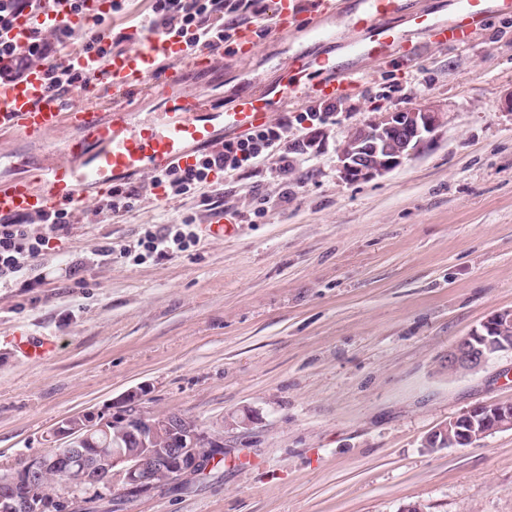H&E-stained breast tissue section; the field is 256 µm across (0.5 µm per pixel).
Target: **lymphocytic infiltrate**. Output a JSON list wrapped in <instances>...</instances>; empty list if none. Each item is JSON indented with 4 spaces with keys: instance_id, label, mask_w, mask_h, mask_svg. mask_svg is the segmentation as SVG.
<instances>
[{
    "instance_id": "lymphocytic-infiltrate-1",
    "label": "lymphocytic infiltrate",
    "mask_w": 512,
    "mask_h": 512,
    "mask_svg": "<svg viewBox=\"0 0 512 512\" xmlns=\"http://www.w3.org/2000/svg\"><path fill=\"white\" fill-rule=\"evenodd\" d=\"M41 0H0V79L18 81L37 64L47 66V89L65 97L85 80L86 69L101 67L108 53L122 51L130 34L110 32L98 37L96 32L82 37L81 56L85 66H62L58 60L64 56L73 36L66 26L34 28L24 43L8 38L16 18L36 16ZM265 0H151L146 24L179 34L188 48H218L231 31L243 21L265 14ZM291 125L288 118L242 137L225 140L221 146L199 152L195 167L168 171L148 176L132 184H113L112 192L102 198L92 211L93 217H120L132 211L142 200L153 197L155 187H163L165 199L201 195L210 210L223 212L224 192L214 188L212 174L232 175L248 168L274 162L279 172L293 169L302 157L314 154L318 144L316 132L309 131L296 138H289ZM194 217L183 218L181 223L167 224L162 229H145L136 242L114 247L104 245L97 249L100 257L120 255L140 260L144 257L164 259L197 245L199 238L194 231ZM74 224L71 211L62 209L46 214H21L0 217V288L17 283L40 259L50 235L70 233Z\"/></svg>"
}]
</instances>
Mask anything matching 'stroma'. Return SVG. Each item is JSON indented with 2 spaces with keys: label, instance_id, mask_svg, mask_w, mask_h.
Listing matches in <instances>:
<instances>
[{
  "label": "stroma",
  "instance_id": "35a3bbf8",
  "mask_svg": "<svg viewBox=\"0 0 512 512\" xmlns=\"http://www.w3.org/2000/svg\"><path fill=\"white\" fill-rule=\"evenodd\" d=\"M296 49L342 55L270 36L245 66L186 86L231 105L245 78L275 83ZM343 103L293 172L221 176L230 235L209 232L199 198L147 199L52 237L26 285L0 288V468L141 387L143 413L221 434L224 462L129 512H512V430L422 446L462 411L512 401L510 354L476 374L440 368L458 338L512 308V17H490L467 45L370 67ZM422 104L443 114L428 144L383 176L342 180L347 129ZM190 214L200 242L187 251L95 254ZM20 336L53 350L25 357Z\"/></svg>",
  "mask_w": 512,
  "mask_h": 512
}]
</instances>
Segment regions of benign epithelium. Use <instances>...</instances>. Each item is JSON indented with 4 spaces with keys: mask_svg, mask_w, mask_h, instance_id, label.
Listing matches in <instances>:
<instances>
[{
    "mask_svg": "<svg viewBox=\"0 0 512 512\" xmlns=\"http://www.w3.org/2000/svg\"><path fill=\"white\" fill-rule=\"evenodd\" d=\"M442 113L417 105L395 112H381L349 129L337 148V170L348 183L370 181L403 163L427 144L440 126ZM512 354V309L497 312L480 327L460 337L448 349L441 369L450 376L476 373L491 361ZM143 391H131L122 410L107 415L86 411L67 418L53 432L65 446L53 455H34L18 468L0 473V509L3 512H42L30 487L46 471L62 469L69 476L70 491L80 493L89 484L104 485L123 495L144 496L164 479L199 475L224 457L222 438L195 428L181 413L145 415L140 409ZM512 429V402L473 406L426 435L423 448L463 447L497 431ZM112 437L133 443L90 453L85 445Z\"/></svg>",
    "mask_w": 512,
    "mask_h": 512,
    "instance_id": "7a95c632",
    "label": "benign epithelium"
}]
</instances>
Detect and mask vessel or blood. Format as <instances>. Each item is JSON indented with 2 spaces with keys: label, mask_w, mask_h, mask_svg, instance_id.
Returning a JSON list of instances; mask_svg holds the SVG:
<instances>
[{
  "label": "vessel or blood",
  "mask_w": 512,
  "mask_h": 512,
  "mask_svg": "<svg viewBox=\"0 0 512 512\" xmlns=\"http://www.w3.org/2000/svg\"><path fill=\"white\" fill-rule=\"evenodd\" d=\"M340 9L338 0H315L309 8L303 0H271L268 20L236 28L222 54L187 49L178 35L162 30L138 31L132 46L112 53L105 70L87 73L78 101L69 104L47 95L40 65L23 81L0 82V137L60 138L40 157L25 159L31 177L0 180V217L65 207L79 213L124 177L194 166L199 150L271 123L282 103H330L359 86L367 65L414 60L425 44L469 43L490 15H512V0H453L446 18L416 0H360L342 37L331 26ZM265 29L283 39L303 33L340 43L344 58L333 63L293 52L279 64L276 85L249 81L228 109L185 90L188 72L209 73L220 60L242 65ZM144 99L160 102L158 120L137 112Z\"/></svg>",
  "instance_id": "obj_1"
}]
</instances>
